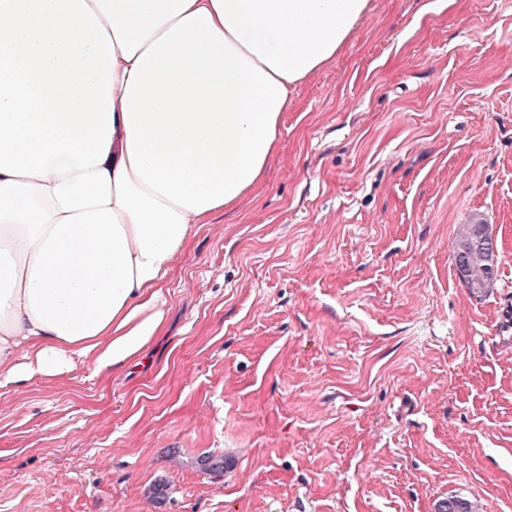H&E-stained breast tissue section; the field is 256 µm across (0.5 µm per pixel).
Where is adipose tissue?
<instances>
[{"label": "adipose tissue", "mask_w": 512, "mask_h": 512, "mask_svg": "<svg viewBox=\"0 0 512 512\" xmlns=\"http://www.w3.org/2000/svg\"><path fill=\"white\" fill-rule=\"evenodd\" d=\"M370 0H0V386L107 375Z\"/></svg>", "instance_id": "1"}]
</instances>
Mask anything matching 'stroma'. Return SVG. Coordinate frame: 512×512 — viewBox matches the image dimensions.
<instances>
[{"label": "stroma", "mask_w": 512, "mask_h": 512, "mask_svg": "<svg viewBox=\"0 0 512 512\" xmlns=\"http://www.w3.org/2000/svg\"><path fill=\"white\" fill-rule=\"evenodd\" d=\"M161 288L139 366L0 387V512H512V0H371ZM496 239L488 224L474 219L463 224L456 242L455 269L459 280L474 297L495 282L498 273Z\"/></svg>", "instance_id": "stroma-1"}]
</instances>
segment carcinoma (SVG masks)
Wrapping results in <instances>:
<instances>
[{
  "instance_id": "carcinoma-1",
  "label": "carcinoma",
  "mask_w": 512,
  "mask_h": 512,
  "mask_svg": "<svg viewBox=\"0 0 512 512\" xmlns=\"http://www.w3.org/2000/svg\"><path fill=\"white\" fill-rule=\"evenodd\" d=\"M497 244L489 225L479 219L462 226L456 242L455 269L459 280L474 297L486 292L498 273ZM438 512H473L471 501L451 498L438 506Z\"/></svg>"
}]
</instances>
